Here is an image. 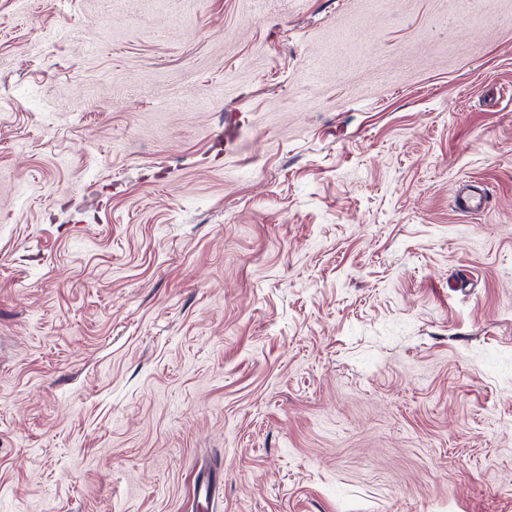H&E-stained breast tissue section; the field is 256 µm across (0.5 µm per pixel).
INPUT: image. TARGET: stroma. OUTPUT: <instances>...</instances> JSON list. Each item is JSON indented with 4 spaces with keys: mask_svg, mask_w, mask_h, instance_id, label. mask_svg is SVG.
<instances>
[{
    "mask_svg": "<svg viewBox=\"0 0 512 512\" xmlns=\"http://www.w3.org/2000/svg\"><path fill=\"white\" fill-rule=\"evenodd\" d=\"M0 512H512V0H0Z\"/></svg>",
    "mask_w": 512,
    "mask_h": 512,
    "instance_id": "obj_1",
    "label": "stroma"
}]
</instances>
